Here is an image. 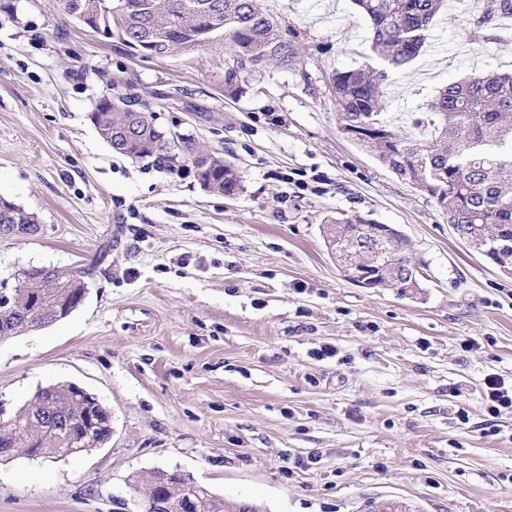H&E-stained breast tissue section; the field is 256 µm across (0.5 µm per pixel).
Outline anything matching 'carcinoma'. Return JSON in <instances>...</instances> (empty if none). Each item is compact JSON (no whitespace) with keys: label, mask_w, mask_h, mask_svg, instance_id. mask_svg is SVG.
Returning a JSON list of instances; mask_svg holds the SVG:
<instances>
[{"label":"carcinoma","mask_w":512,"mask_h":512,"mask_svg":"<svg viewBox=\"0 0 512 512\" xmlns=\"http://www.w3.org/2000/svg\"><path fill=\"white\" fill-rule=\"evenodd\" d=\"M444 0H355L373 27L372 52L386 68L338 70L332 77L336 112L341 128L352 125L383 127L393 140L372 146L379 161L399 178L414 183L428 176L435 188L429 197L448 216L460 240L488 260L512 261V76L480 73L448 83L415 122L430 131L422 140L412 132L397 129L381 118L383 85L388 71L407 65L424 46ZM126 12L108 24L135 44L164 47L171 55L199 48L204 28L203 13L217 9L224 29L212 34L223 37L240 57V63L258 64L268 59L288 61L292 48L278 33L276 24L259 11L255 0H125ZM90 120L98 136L113 151L178 174L190 163L198 180L211 192L233 196L239 176L231 162L215 154L205 164L196 157L199 148L182 137L172 151L158 145L147 117L123 109L93 112ZM13 224L35 236L40 232L34 214L0 198V226ZM370 220L355 215L336 219L344 235L361 239L360 229ZM395 262L384 268L360 271L368 283L380 288L404 290L408 271L404 243L394 245ZM24 288L13 290L10 303L0 307V340L8 339L42 323L52 324L69 310L77 309L88 288L89 271L71 272L56 267L18 270ZM112 412L99 402H90L70 385L43 388L15 417L0 423V458L34 459L48 452L60 457L79 453L75 439L97 423L84 449L107 439ZM162 490L173 499L188 493L196 482L174 471L164 479Z\"/></svg>","instance_id":"cac0c4a2"}]
</instances>
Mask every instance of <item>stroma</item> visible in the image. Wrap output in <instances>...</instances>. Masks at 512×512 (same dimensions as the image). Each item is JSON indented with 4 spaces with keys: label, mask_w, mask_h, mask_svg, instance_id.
<instances>
[{
    "label": "stroma",
    "mask_w": 512,
    "mask_h": 512,
    "mask_svg": "<svg viewBox=\"0 0 512 512\" xmlns=\"http://www.w3.org/2000/svg\"><path fill=\"white\" fill-rule=\"evenodd\" d=\"M455 0L391 72L383 118L409 129L448 81L512 73V14ZM288 62L241 65L225 40L129 54L59 0H0V198L41 231L0 236V281L88 269L68 317L0 340V420L74 383L112 412L108 441L0 462V512H128L130 478L178 471L249 512H354L395 495L424 512H512V276L453 232L436 202L340 128L332 76L378 66L354 0H257ZM130 80L155 124L239 171L231 197L116 154L90 113ZM397 227L420 288H361L325 219ZM472 349H465L466 341ZM332 346L334 356L313 349ZM466 409L468 422L457 417ZM301 468L284 470V457ZM486 412L496 418L512 413V382L506 384L505 378L489 374L484 378Z\"/></svg>",
    "instance_id": "obj_1"
}]
</instances>
